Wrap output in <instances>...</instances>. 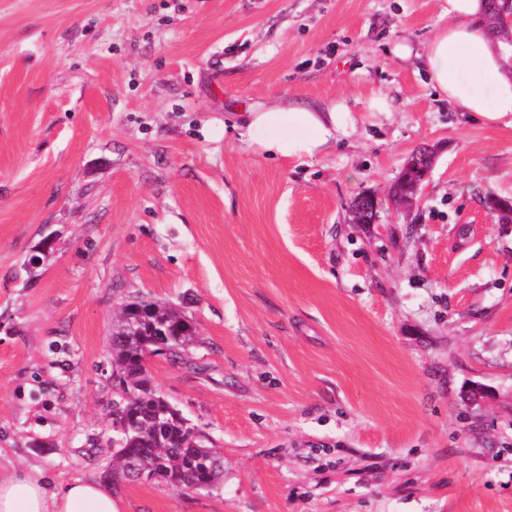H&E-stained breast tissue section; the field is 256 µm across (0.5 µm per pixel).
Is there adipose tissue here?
Wrapping results in <instances>:
<instances>
[{
    "label": "adipose tissue",
    "instance_id": "adipose-tissue-1",
    "mask_svg": "<svg viewBox=\"0 0 512 512\" xmlns=\"http://www.w3.org/2000/svg\"><path fill=\"white\" fill-rule=\"evenodd\" d=\"M448 22L439 26L421 57L427 84L438 99L486 126L512 118V41L491 34L487 0H445ZM391 99L374 93L361 106L339 98L324 105L291 100L248 103L238 141L244 149L280 160L313 159L336 147L367 118L387 115ZM0 512H119L111 492L77 480L50 489L41 470L0 476Z\"/></svg>",
    "mask_w": 512,
    "mask_h": 512
}]
</instances>
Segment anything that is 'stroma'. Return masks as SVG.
<instances>
[{"label": "stroma", "mask_w": 512, "mask_h": 512, "mask_svg": "<svg viewBox=\"0 0 512 512\" xmlns=\"http://www.w3.org/2000/svg\"><path fill=\"white\" fill-rule=\"evenodd\" d=\"M442 5L0 0V472L103 481L113 311L144 296L196 325L147 374L224 477L112 485L120 512H512V224L482 203L512 199V126L391 53ZM375 92L391 117L312 160L232 128L252 100ZM361 192L374 223L349 220ZM420 149L415 152L407 161V166H410L412 163V166L410 168L406 169V166L403 169V172L399 179L394 184V191L392 193V197L394 199L395 196H408L413 195L414 192V186L413 182L414 180L419 177L420 173L422 172V161H421V153ZM418 153V154H417ZM418 167V168H417ZM396 202V200L394 199Z\"/></svg>", "instance_id": "1"}]
</instances>
